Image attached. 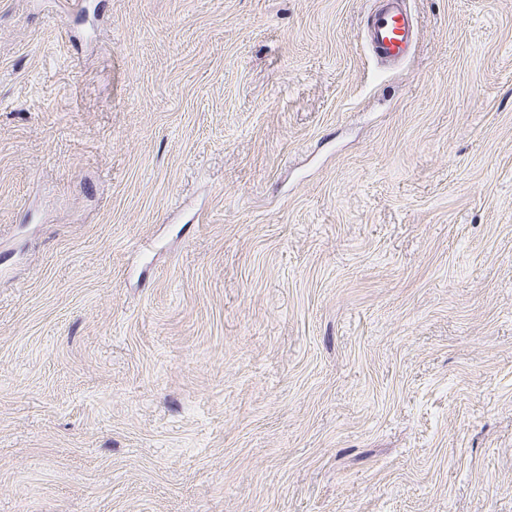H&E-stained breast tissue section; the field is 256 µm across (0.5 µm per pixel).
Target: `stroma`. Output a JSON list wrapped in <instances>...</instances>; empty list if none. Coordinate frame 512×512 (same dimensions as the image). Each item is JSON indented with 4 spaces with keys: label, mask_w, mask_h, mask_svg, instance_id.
<instances>
[{
    "label": "stroma",
    "mask_w": 512,
    "mask_h": 512,
    "mask_svg": "<svg viewBox=\"0 0 512 512\" xmlns=\"http://www.w3.org/2000/svg\"><path fill=\"white\" fill-rule=\"evenodd\" d=\"M0 0V512H512V0ZM378 2L366 39L378 62L399 65L407 60L416 41L415 19L404 0Z\"/></svg>",
    "instance_id": "35a3bbf8"
}]
</instances>
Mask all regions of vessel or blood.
Returning a JSON list of instances; mask_svg holds the SVG:
<instances>
[{
  "label": "vessel or blood",
  "mask_w": 512,
  "mask_h": 512,
  "mask_svg": "<svg viewBox=\"0 0 512 512\" xmlns=\"http://www.w3.org/2000/svg\"><path fill=\"white\" fill-rule=\"evenodd\" d=\"M379 5L366 32L370 49L382 65L407 60L417 38V26L404 0H378Z\"/></svg>",
  "instance_id": "1"
}]
</instances>
